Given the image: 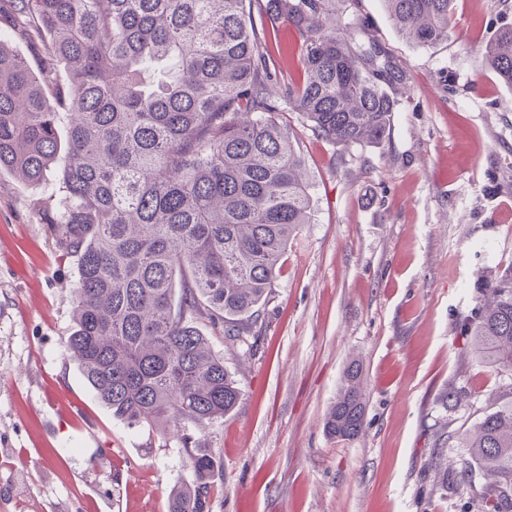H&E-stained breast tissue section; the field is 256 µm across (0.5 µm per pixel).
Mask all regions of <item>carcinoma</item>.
I'll return each mask as SVG.
<instances>
[{
	"label": "carcinoma",
	"instance_id": "cac0c4a2",
	"mask_svg": "<svg viewBox=\"0 0 512 512\" xmlns=\"http://www.w3.org/2000/svg\"><path fill=\"white\" fill-rule=\"evenodd\" d=\"M419 46L453 34L456 0H382ZM350 0H0L38 68L0 38V172L55 181L51 231L78 258L74 329L64 345L98 401L129 427L204 428L240 389L196 323L254 355L288 242L310 223L288 113L332 144L382 141L408 80ZM288 54L283 77L275 59ZM512 88V25L486 51ZM64 70L66 80L58 79ZM466 332L512 368V266L486 285ZM352 362L327 434L363 430ZM494 477L482 512H512V403L465 434ZM167 512H209L210 455Z\"/></svg>",
	"mask_w": 512,
	"mask_h": 512
}]
</instances>
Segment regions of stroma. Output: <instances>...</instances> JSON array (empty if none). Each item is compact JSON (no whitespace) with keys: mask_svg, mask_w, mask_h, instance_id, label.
I'll return each mask as SVG.
<instances>
[{"mask_svg":"<svg viewBox=\"0 0 512 512\" xmlns=\"http://www.w3.org/2000/svg\"><path fill=\"white\" fill-rule=\"evenodd\" d=\"M356 10L408 83L377 144L329 143L289 113L313 219L288 243L255 356L211 335L241 397L206 428L130 429L95 401L64 354L77 264L46 220L61 195L0 174V512H167L195 448L216 462L210 512H478L487 481L462 477L461 433L512 400V371L464 334L512 265L497 214L512 207V88L484 58L512 0H456L452 37L431 47L381 0ZM353 361L365 425L338 440L325 417ZM454 386L465 395L444 406Z\"/></svg>","mask_w":512,"mask_h":512,"instance_id":"obj_1","label":"stroma"}]
</instances>
